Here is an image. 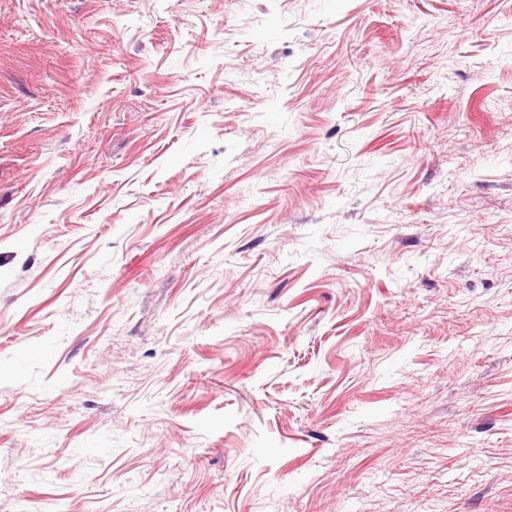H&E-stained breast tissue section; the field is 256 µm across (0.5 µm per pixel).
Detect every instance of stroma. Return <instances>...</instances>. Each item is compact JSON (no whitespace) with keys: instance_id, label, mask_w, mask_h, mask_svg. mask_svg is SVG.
<instances>
[{"instance_id":"35a3bbf8","label":"stroma","mask_w":512,"mask_h":512,"mask_svg":"<svg viewBox=\"0 0 512 512\" xmlns=\"http://www.w3.org/2000/svg\"><path fill=\"white\" fill-rule=\"evenodd\" d=\"M0 512H512V0H0Z\"/></svg>"}]
</instances>
